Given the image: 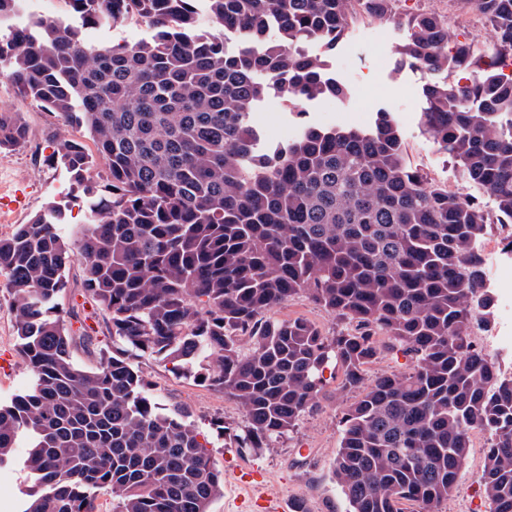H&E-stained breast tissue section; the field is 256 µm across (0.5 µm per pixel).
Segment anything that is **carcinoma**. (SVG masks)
<instances>
[{
	"label": "carcinoma",
	"instance_id": "cac0c4a2",
	"mask_svg": "<svg viewBox=\"0 0 512 512\" xmlns=\"http://www.w3.org/2000/svg\"><path fill=\"white\" fill-rule=\"evenodd\" d=\"M495 45L512 48V0H472ZM0 0V76L25 100L85 127L96 147L55 142L52 161L83 187L69 242L51 205L0 238L18 353L32 380L0 406V468L13 449L33 482L24 512H209L223 491L189 413L154 403L129 361L153 357L234 400L237 447L256 452L319 407L324 372L361 390L342 410L333 477L348 512H442L474 430L489 434L481 486L512 512V377L471 338L495 300L477 249L512 224V79L471 46L448 49V21L404 23L400 61L434 76L421 123L493 208L432 183L406 160L400 127L305 125L272 151L253 110L270 91L300 107L346 88L302 44L336 48L357 8L395 0H68L71 17L17 29ZM129 17L134 43L89 42ZM220 32H211L213 28ZM28 131L0 112V152ZM108 170L92 175L95 159ZM92 312L127 349L83 367L56 299L72 260ZM307 296L343 326L267 313ZM406 369L367 379L380 357Z\"/></svg>",
	"mask_w": 512,
	"mask_h": 512
}]
</instances>
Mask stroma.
Returning a JSON list of instances; mask_svg holds the SVG:
<instances>
[{"label": "stroma", "instance_id": "obj_1", "mask_svg": "<svg viewBox=\"0 0 512 512\" xmlns=\"http://www.w3.org/2000/svg\"><path fill=\"white\" fill-rule=\"evenodd\" d=\"M404 31L394 21L379 20L365 30H347L335 50L325 51L318 43L306 44L311 55L323 56L332 73L348 90L345 98H325L309 102L303 111L289 105L272 92L256 107L254 116L263 131V145L286 144L303 124L323 127H364L378 110L395 116L403 136L408 162L431 180L447 185L449 191L469 194L453 160L423 132L420 112L426 76L411 66H397V46ZM15 113L28 131L26 144L0 152V237L15 225L24 224L51 204L64 208L63 236H70L83 220L81 188L61 167L49 162L52 143L74 139L90 144L84 128L64 122L19 97L13 85L0 77V110ZM25 195L23 206L7 208L5 200L15 191ZM149 384V394L159 407L187 409L199 430L211 441L216 468L225 476L224 492L217 496L209 512H237L240 492L231 479L233 469L248 468L263 473L264 489L283 499H304L309 512H345L346 501L335 483L332 465L339 443V421L343 404L357 399L354 391L340 389L337 379H327L317 412L305 416L296 430L281 443L259 453L235 448L225 437L224 427L244 423L239 406L223 393L193 378L173 373L151 357L134 360ZM31 374L18 354L12 299L0 287V404L10 403L30 383ZM486 434L473 436L460 485L444 506V512H491L480 487ZM25 449L14 451L16 462L0 470V512H23L31 486L22 466Z\"/></svg>", "mask_w": 512, "mask_h": 512}]
</instances>
